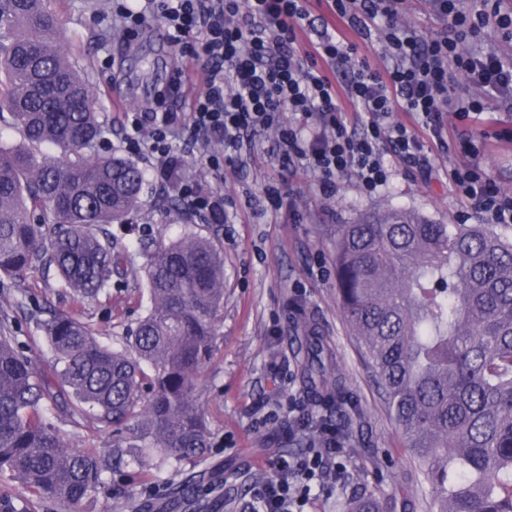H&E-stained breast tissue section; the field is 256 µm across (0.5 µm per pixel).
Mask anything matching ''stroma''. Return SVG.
Returning a JSON list of instances; mask_svg holds the SVG:
<instances>
[{
  "label": "stroma",
  "instance_id": "1",
  "mask_svg": "<svg viewBox=\"0 0 512 512\" xmlns=\"http://www.w3.org/2000/svg\"><path fill=\"white\" fill-rule=\"evenodd\" d=\"M51 6L65 49L85 67L96 89L108 127L107 147L127 155V113L158 108L180 52L158 20L133 37L101 40L110 23L112 0H51ZM485 104V112L468 120L484 133L479 159L497 185L512 191V110L492 97ZM179 159L181 166L173 172L151 157H139L146 205L133 221L157 240L179 235L184 216L158 200L176 197L177 183L190 176L223 190L237 203L236 223L193 226L224 254V311L211 361L197 381L198 402L214 446L202 460L184 462L179 472L163 467L139 483L117 478L110 493L74 506L28 497L29 512H251L253 486L267 475L260 459L303 446L302 441L288 440L284 429L289 422L306 420L303 410L308 403L293 354L296 330L306 323L325 337L331 361L362 411L363 426L355 434L359 454L347 459L341 485L313 500L305 512H345L346 502L364 491L379 496L384 512H422L424 489L416 466L336 304L334 241L337 225L374 211L405 209L437 224H461L463 202L445 178L426 181L399 166L387 186L374 194L348 181L335 198L325 201L313 177L295 170L288 181L303 215L295 224L287 215L257 211L255 201L264 187L279 180V170L266 153L245 155L243 176L228 173L220 180L206 176L190 152H180ZM25 286L29 300L10 309L6 322L18 324L26 353L40 369L51 352L35 318L42 307L66 312L70 304L55 277L41 271L29 273ZM145 311V305L119 288L112 292L111 306H89L84 317L100 330L103 341L113 343Z\"/></svg>",
  "mask_w": 512,
  "mask_h": 512
}]
</instances>
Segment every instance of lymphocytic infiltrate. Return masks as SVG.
I'll use <instances>...</instances> for the list:
<instances>
[{"mask_svg":"<svg viewBox=\"0 0 512 512\" xmlns=\"http://www.w3.org/2000/svg\"><path fill=\"white\" fill-rule=\"evenodd\" d=\"M311 0H137L121 6L112 29L128 33L160 19L186 59L169 94L184 91L190 71H201L204 88L189 99L186 117L176 112L134 113L127 144L137 154L167 159L176 141L195 148L214 176L240 172L243 149H268L285 169L316 178L322 199L335 197L352 180L365 192L385 185L388 157L424 180L446 174L472 215L490 224H512V193L502 190L480 164L470 135L448 139V121L481 112L488 95L512 106V56L470 44L480 29L512 35V14L472 11L467 0H430L450 23L425 32L405 0H324L329 11L359 37L350 42L310 9ZM375 46L382 66L358 50ZM360 112L359 130L348 129L344 103ZM408 113L410 122L395 120ZM466 163L440 169L434 152L448 148ZM179 198L188 215L213 224L231 221L233 200L185 180ZM335 434L302 456L266 462L276 472L254 496L267 512H304L308 501L342 477Z\"/></svg>","mask_w":512,"mask_h":512,"instance_id":"lymphocytic-infiltrate-1","label":"lymphocytic infiltrate"}]
</instances>
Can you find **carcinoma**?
Masks as SVG:
<instances>
[{"instance_id": "cac0c4a2", "label": "carcinoma", "mask_w": 512, "mask_h": 512, "mask_svg": "<svg viewBox=\"0 0 512 512\" xmlns=\"http://www.w3.org/2000/svg\"><path fill=\"white\" fill-rule=\"evenodd\" d=\"M0 72V116L20 136L0 142V278L52 270L71 304L38 320L52 351L42 370L0 329V512H16L15 485L79 503L115 474L147 478L212 447L196 390L224 310V254L190 229L167 244L112 232L142 209L144 171L101 149L97 94L49 0H0ZM511 230L402 209L336 225L338 304L428 489L425 512H512ZM137 271L147 312L107 344L81 312ZM300 352L304 393L353 438L359 411L318 329ZM66 419L107 446L65 443ZM348 512L381 510L365 493Z\"/></svg>"}]
</instances>
